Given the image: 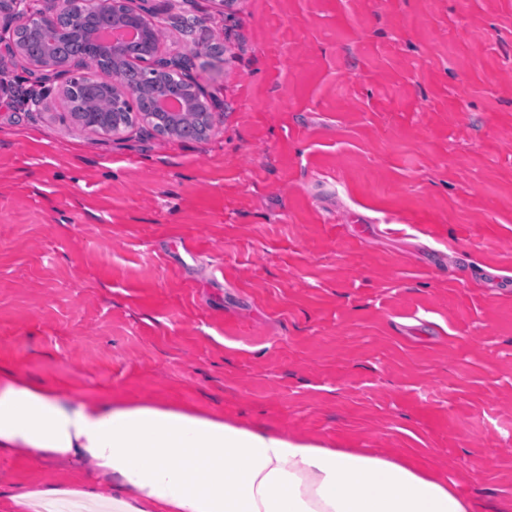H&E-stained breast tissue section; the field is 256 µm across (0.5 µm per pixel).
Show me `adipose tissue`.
<instances>
[{
	"instance_id": "obj_1",
	"label": "adipose tissue",
	"mask_w": 512,
	"mask_h": 512,
	"mask_svg": "<svg viewBox=\"0 0 512 512\" xmlns=\"http://www.w3.org/2000/svg\"><path fill=\"white\" fill-rule=\"evenodd\" d=\"M85 458L112 512H476L454 484L368 448H326L166 403L76 402L0 374V451Z\"/></svg>"
}]
</instances>
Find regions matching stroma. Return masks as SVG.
I'll return each mask as SVG.
<instances>
[{
  "label": "stroma",
  "instance_id": "obj_1",
  "mask_svg": "<svg viewBox=\"0 0 512 512\" xmlns=\"http://www.w3.org/2000/svg\"><path fill=\"white\" fill-rule=\"evenodd\" d=\"M206 139L0 63V372L404 456L512 512V0H152ZM225 43L221 56L206 47ZM111 496L0 454V499ZM94 82L87 81L76 89H67L64 92V98L71 114L82 115V121L85 126L92 132L98 133L108 127L110 124V116L101 113L85 112L88 109H96L100 112H111V99L106 95H97L88 89L92 87Z\"/></svg>",
  "mask_w": 512,
  "mask_h": 512
}]
</instances>
